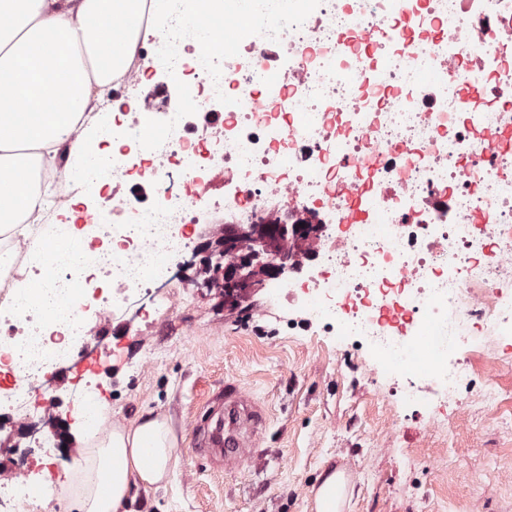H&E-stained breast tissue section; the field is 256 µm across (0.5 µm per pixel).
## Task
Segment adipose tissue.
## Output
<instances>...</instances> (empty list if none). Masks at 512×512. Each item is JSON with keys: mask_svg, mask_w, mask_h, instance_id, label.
Wrapping results in <instances>:
<instances>
[{"mask_svg": "<svg viewBox=\"0 0 512 512\" xmlns=\"http://www.w3.org/2000/svg\"><path fill=\"white\" fill-rule=\"evenodd\" d=\"M176 0H0V233L21 232L49 195L40 175L61 160L99 161L112 135V91ZM88 473L72 512H120L174 465L170 420L142 413L104 429L101 407L78 404Z\"/></svg>", "mask_w": 512, "mask_h": 512, "instance_id": "obj_1", "label": "adipose tissue"}]
</instances>
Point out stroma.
Instances as JSON below:
<instances>
[{"label": "stroma", "instance_id": "stroma-1", "mask_svg": "<svg viewBox=\"0 0 512 512\" xmlns=\"http://www.w3.org/2000/svg\"><path fill=\"white\" fill-rule=\"evenodd\" d=\"M175 308L143 305L134 319L97 327L93 371L106 425L132 424L146 410L169 417L176 466L165 486L139 491L127 512H316L314 491L343 472L340 512H512V340L490 342L462 391L463 413L429 398L418 406L402 382L369 375L364 352L319 325L293 324L288 304L266 289L228 307L216 288L165 279ZM86 373L55 380L58 399L33 400L51 427L68 423L66 448L28 458L54 512H70L62 487L79 457L74 423ZM500 395L482 401L489 380ZM259 402L267 421L259 446L239 466L214 468L191 417L226 382Z\"/></svg>", "mask_w": 512, "mask_h": 512}]
</instances>
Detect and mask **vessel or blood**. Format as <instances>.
I'll return each instance as SVG.
<instances>
[{
    "instance_id": "b4317fda",
    "label": "vessel or blood",
    "mask_w": 512,
    "mask_h": 512,
    "mask_svg": "<svg viewBox=\"0 0 512 512\" xmlns=\"http://www.w3.org/2000/svg\"><path fill=\"white\" fill-rule=\"evenodd\" d=\"M266 419L262 409L229 383L195 420L201 446L213 465L228 468L246 459L259 444Z\"/></svg>"
}]
</instances>
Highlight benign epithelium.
<instances>
[{"instance_id":"obj_1","label":"benign epithelium","mask_w":512,"mask_h":512,"mask_svg":"<svg viewBox=\"0 0 512 512\" xmlns=\"http://www.w3.org/2000/svg\"><path fill=\"white\" fill-rule=\"evenodd\" d=\"M316 225L306 224H231L218 239L200 244L192 259L181 266L186 269L193 265L194 258L202 256L201 265L209 266V256L218 253L238 254L234 264L218 268L216 277L224 282V303L231 305L244 295L262 286L266 278H278L297 268L292 256L275 247L278 240L288 236L300 237L312 234Z\"/></svg>"}]
</instances>
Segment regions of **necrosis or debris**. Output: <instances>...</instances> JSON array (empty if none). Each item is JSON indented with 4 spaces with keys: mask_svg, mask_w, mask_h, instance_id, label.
Instances as JSON below:
<instances>
[{
    "mask_svg": "<svg viewBox=\"0 0 512 512\" xmlns=\"http://www.w3.org/2000/svg\"><path fill=\"white\" fill-rule=\"evenodd\" d=\"M212 33L185 36L181 14L159 27L163 55L140 54L120 81L122 132L81 181L56 187L34 239L0 241V417L20 412L88 335L156 270L228 224H316L283 241L300 277L273 298L339 335L372 340L406 397L431 392L468 411L460 386L487 337L512 339V0H286L275 16L239 0H189ZM420 26L395 41L405 10ZM119 166V182L104 168ZM76 264H35L58 223ZM77 303L49 316L44 287ZM20 467L0 512H46Z\"/></svg>",
    "mask_w": 512,
    "mask_h": 512,
    "instance_id": "4bbe7bcc",
    "label": "necrosis or debris"
}]
</instances>
